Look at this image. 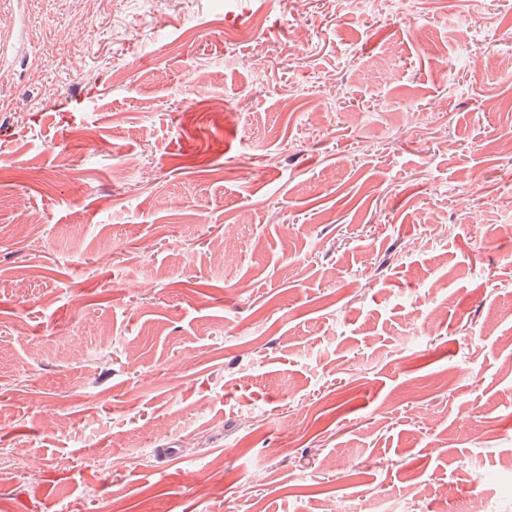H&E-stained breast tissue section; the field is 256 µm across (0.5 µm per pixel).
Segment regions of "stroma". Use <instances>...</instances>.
Segmentation results:
<instances>
[{"label":"stroma","instance_id":"obj_1","mask_svg":"<svg viewBox=\"0 0 512 512\" xmlns=\"http://www.w3.org/2000/svg\"><path fill=\"white\" fill-rule=\"evenodd\" d=\"M412 9L0 0V512H512V0Z\"/></svg>","mask_w":512,"mask_h":512}]
</instances>
